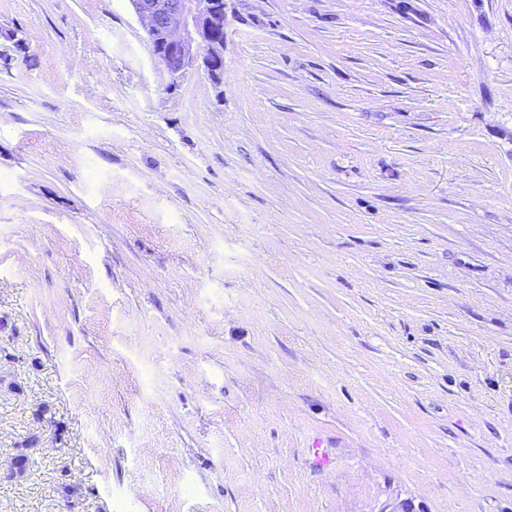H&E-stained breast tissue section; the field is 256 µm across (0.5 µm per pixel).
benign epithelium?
I'll list each match as a JSON object with an SVG mask.
<instances>
[{
	"mask_svg": "<svg viewBox=\"0 0 512 512\" xmlns=\"http://www.w3.org/2000/svg\"><path fill=\"white\" fill-rule=\"evenodd\" d=\"M153 57L178 82L197 70L224 72V0H129Z\"/></svg>",
	"mask_w": 512,
	"mask_h": 512,
	"instance_id": "7a95c632",
	"label": "benign epithelium"
}]
</instances>
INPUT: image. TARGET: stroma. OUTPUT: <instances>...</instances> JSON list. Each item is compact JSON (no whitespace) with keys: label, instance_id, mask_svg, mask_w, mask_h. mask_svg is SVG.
Returning <instances> with one entry per match:
<instances>
[{"label":"stroma","instance_id":"obj_1","mask_svg":"<svg viewBox=\"0 0 512 512\" xmlns=\"http://www.w3.org/2000/svg\"><path fill=\"white\" fill-rule=\"evenodd\" d=\"M0 0V512H512V0ZM153 57L177 83L190 70L224 72V0H129Z\"/></svg>","mask_w":512,"mask_h":512}]
</instances>
